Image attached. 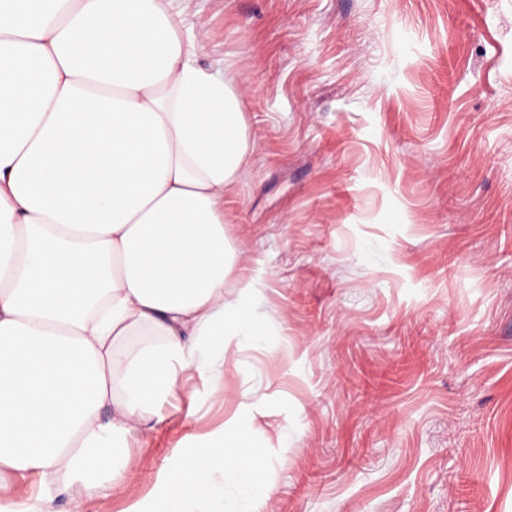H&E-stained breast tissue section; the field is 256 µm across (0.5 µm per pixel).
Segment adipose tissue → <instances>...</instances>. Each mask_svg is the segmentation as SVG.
<instances>
[{
	"label": "adipose tissue",
	"instance_id": "ef3b65f1",
	"mask_svg": "<svg viewBox=\"0 0 512 512\" xmlns=\"http://www.w3.org/2000/svg\"><path fill=\"white\" fill-rule=\"evenodd\" d=\"M177 0H0V487L59 474L108 496L182 373L267 336L225 196L249 153L241 98L198 64ZM218 431L158 473L153 512H224L263 459Z\"/></svg>",
	"mask_w": 512,
	"mask_h": 512
}]
</instances>
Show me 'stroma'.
I'll return each mask as SVG.
<instances>
[{"label": "stroma", "mask_w": 512, "mask_h": 512, "mask_svg": "<svg viewBox=\"0 0 512 512\" xmlns=\"http://www.w3.org/2000/svg\"><path fill=\"white\" fill-rule=\"evenodd\" d=\"M249 125L224 209L264 345L185 375L83 512L224 424L258 512H512V0H183Z\"/></svg>", "instance_id": "35a3bbf8"}]
</instances>
